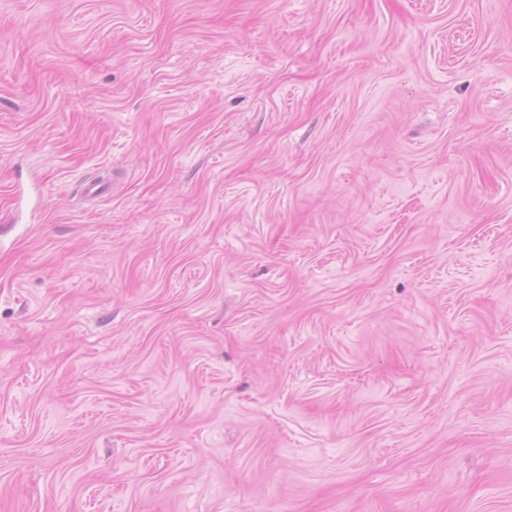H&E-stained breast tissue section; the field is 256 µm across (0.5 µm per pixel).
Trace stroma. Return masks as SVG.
<instances>
[{
	"instance_id": "obj_1",
	"label": "stroma",
	"mask_w": 512,
	"mask_h": 512,
	"mask_svg": "<svg viewBox=\"0 0 512 512\" xmlns=\"http://www.w3.org/2000/svg\"><path fill=\"white\" fill-rule=\"evenodd\" d=\"M0 512H512V0H0Z\"/></svg>"
}]
</instances>
